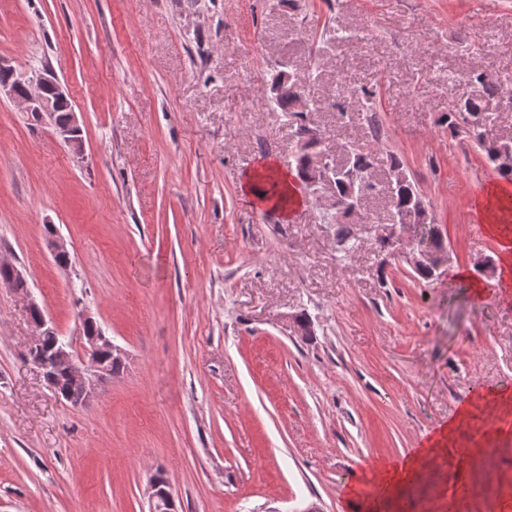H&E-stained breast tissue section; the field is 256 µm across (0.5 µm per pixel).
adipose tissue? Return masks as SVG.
Listing matches in <instances>:
<instances>
[{"instance_id": "obj_1", "label": "adipose tissue", "mask_w": 512, "mask_h": 512, "mask_svg": "<svg viewBox=\"0 0 512 512\" xmlns=\"http://www.w3.org/2000/svg\"><path fill=\"white\" fill-rule=\"evenodd\" d=\"M271 174L276 175L278 185L286 198L285 204L280 206L279 211L282 215H289L295 207L303 205L304 200L298 194L291 177L286 173L276 172L272 165L258 167L249 173L243 181L242 190L259 206H266L265 178ZM490 206L496 218L492 224L488 225L487 230L500 241L501 276L508 282L512 280V226L501 223L500 218L512 212V186L504 181L495 184L491 192ZM478 416L497 419L500 423L499 435L505 437L512 435V392L497 390L474 397L472 402L461 406L455 418L447 426L441 427L424 447L416 449L411 456L397 464L368 473V480L380 483L384 488L385 496H392L402 486L418 479L425 462L435 457L447 443L454 440L456 431L462 423Z\"/></svg>"}]
</instances>
